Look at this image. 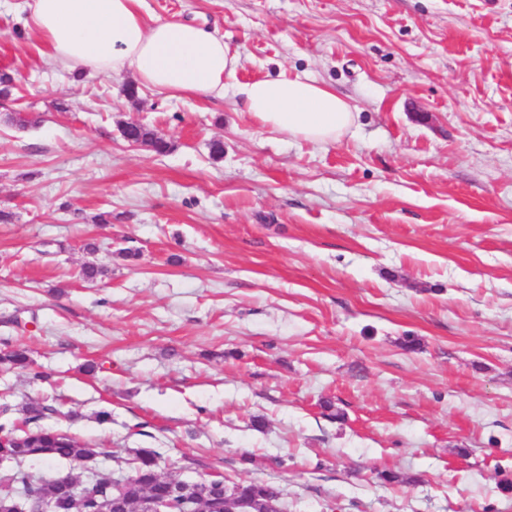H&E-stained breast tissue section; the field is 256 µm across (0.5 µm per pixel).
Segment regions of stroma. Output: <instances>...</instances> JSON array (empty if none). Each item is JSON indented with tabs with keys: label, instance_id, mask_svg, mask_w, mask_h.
<instances>
[{
	"label": "stroma",
	"instance_id": "1",
	"mask_svg": "<svg viewBox=\"0 0 512 512\" xmlns=\"http://www.w3.org/2000/svg\"><path fill=\"white\" fill-rule=\"evenodd\" d=\"M143 15L218 31L237 81L332 87L356 122L312 145L228 99L58 72L1 6L0 342L47 378L0 369V406H59L101 449L54 464L81 485L152 448L171 478L275 484L285 512H512V0ZM123 133L133 143L150 146L159 153L164 152L168 147L167 142L158 137L157 134L137 124H127L124 127Z\"/></svg>",
	"mask_w": 512,
	"mask_h": 512
}]
</instances>
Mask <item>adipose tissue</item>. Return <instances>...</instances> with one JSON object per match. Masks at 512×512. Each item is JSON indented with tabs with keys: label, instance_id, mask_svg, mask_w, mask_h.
<instances>
[{
	"label": "adipose tissue",
	"instance_id": "ef3b65f1",
	"mask_svg": "<svg viewBox=\"0 0 512 512\" xmlns=\"http://www.w3.org/2000/svg\"><path fill=\"white\" fill-rule=\"evenodd\" d=\"M142 0H16L51 64L68 72L133 74L172 96L234 97L261 127L316 145L356 119L327 86L297 76L235 78L238 59L222 37L181 19L146 20Z\"/></svg>",
	"mask_w": 512,
	"mask_h": 512
}]
</instances>
